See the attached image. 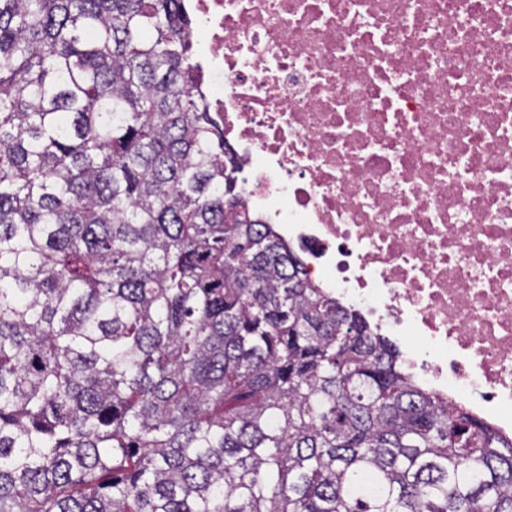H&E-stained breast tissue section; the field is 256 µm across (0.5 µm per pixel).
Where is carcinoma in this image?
Wrapping results in <instances>:
<instances>
[{
	"label": "carcinoma",
	"mask_w": 512,
	"mask_h": 512,
	"mask_svg": "<svg viewBox=\"0 0 512 512\" xmlns=\"http://www.w3.org/2000/svg\"><path fill=\"white\" fill-rule=\"evenodd\" d=\"M191 26L0 0V512H512V441L224 206Z\"/></svg>",
	"instance_id": "obj_1"
}]
</instances>
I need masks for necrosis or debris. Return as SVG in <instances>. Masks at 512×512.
<instances>
[{"mask_svg":"<svg viewBox=\"0 0 512 512\" xmlns=\"http://www.w3.org/2000/svg\"><path fill=\"white\" fill-rule=\"evenodd\" d=\"M238 193L512 441V0H190Z\"/></svg>","mask_w":512,"mask_h":512,"instance_id":"4bbe7bcc","label":"necrosis or debris"}]
</instances>
